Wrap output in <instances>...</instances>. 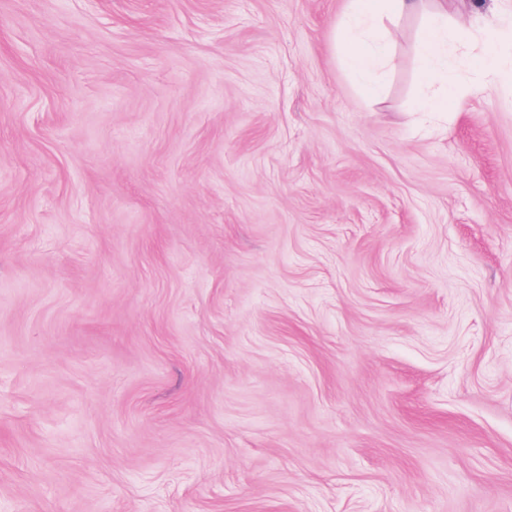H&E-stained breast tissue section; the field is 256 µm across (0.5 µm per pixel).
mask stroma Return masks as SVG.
<instances>
[{
  "label": "stroma",
  "mask_w": 512,
  "mask_h": 512,
  "mask_svg": "<svg viewBox=\"0 0 512 512\" xmlns=\"http://www.w3.org/2000/svg\"><path fill=\"white\" fill-rule=\"evenodd\" d=\"M344 7L0 0V512H512V82ZM349 0L343 21L335 28L334 39L342 48V61L353 78L371 94L378 95L380 78L392 64V53L382 42L384 21L425 14V28L420 46V72L431 92L415 102L418 112H448L449 107L466 92L498 83L511 68V57L496 50L485 51L478 58V80L463 88L452 65L459 44L468 38L463 28L448 24V1L430 0Z\"/></svg>",
  "instance_id": "obj_1"
}]
</instances>
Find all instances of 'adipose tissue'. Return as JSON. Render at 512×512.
<instances>
[{"label": "adipose tissue", "mask_w": 512, "mask_h": 512, "mask_svg": "<svg viewBox=\"0 0 512 512\" xmlns=\"http://www.w3.org/2000/svg\"><path fill=\"white\" fill-rule=\"evenodd\" d=\"M424 15L420 46V72L428 95L419 98V112H445L464 93L452 65L459 44L468 33L448 23V0H348L343 21L336 31L342 61L353 78L371 94H379L380 78L392 64V53L382 42L385 21Z\"/></svg>", "instance_id": "obj_1"}]
</instances>
